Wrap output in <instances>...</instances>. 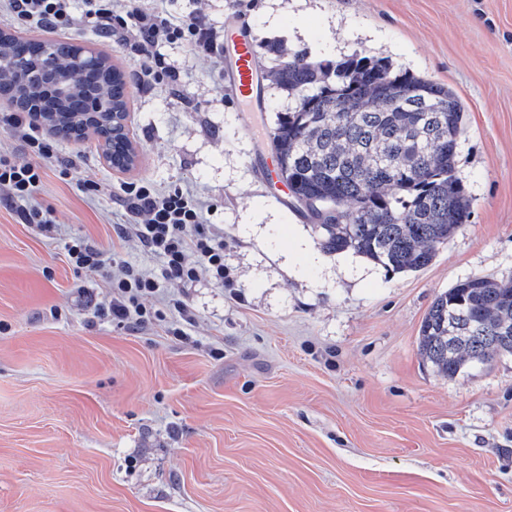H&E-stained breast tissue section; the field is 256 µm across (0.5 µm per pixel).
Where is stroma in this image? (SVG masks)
Listing matches in <instances>:
<instances>
[{"label": "stroma", "mask_w": 512, "mask_h": 512, "mask_svg": "<svg viewBox=\"0 0 512 512\" xmlns=\"http://www.w3.org/2000/svg\"><path fill=\"white\" fill-rule=\"evenodd\" d=\"M223 29L235 17L316 59L386 58L448 86L466 112L458 175L467 224L426 268L393 273L322 250L265 186L286 94L245 123L212 59L167 47L180 95L127 84L138 167L55 138L33 201L55 238L0 206V512H512V355L448 378L418 331L435 296L512 279V0H162ZM187 188L224 230L230 284H169L165 322L133 331L97 312L106 274L64 244H109L124 183ZM107 185L95 198L84 181ZM183 299L192 343L166 332ZM224 352L214 358V349Z\"/></svg>", "instance_id": "1"}]
</instances>
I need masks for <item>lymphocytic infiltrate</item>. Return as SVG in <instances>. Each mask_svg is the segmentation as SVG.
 <instances>
[{"label": "lymphocytic infiltrate", "instance_id": "obj_1", "mask_svg": "<svg viewBox=\"0 0 512 512\" xmlns=\"http://www.w3.org/2000/svg\"><path fill=\"white\" fill-rule=\"evenodd\" d=\"M0 0V24H21L38 30L67 33L90 28L114 39L131 55L151 52L152 61L138 74L142 87L179 90L178 67L167 61L162 47L181 44L190 51L219 57L216 31L203 22L177 17L160 9L156 0H139L131 8L119 9L113 0ZM5 124L11 139L37 156V163L19 164L10 152L0 151V200L15 210L22 223L36 227L45 236L57 232L50 210L33 205L32 198L43 179L41 160L53 158L54 145L34 123L29 113L9 112ZM128 220L113 225L119 242H136L142 251L158 259L160 275H153L119 256L108 255L98 242L76 237L65 245L68 266L85 277L110 268L111 298L105 315L128 329H145L161 313L148 309L147 299L162 295L165 284H188L206 277L223 282L224 233L208 223L209 207L201 197L180 187L158 189L151 181L124 183L118 198Z\"/></svg>", "mask_w": 512, "mask_h": 512}]
</instances>
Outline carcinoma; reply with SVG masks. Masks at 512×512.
Returning a JSON list of instances; mask_svg holds the SVG:
<instances>
[{
    "label": "carcinoma",
    "instance_id": "cac0c4a2",
    "mask_svg": "<svg viewBox=\"0 0 512 512\" xmlns=\"http://www.w3.org/2000/svg\"><path fill=\"white\" fill-rule=\"evenodd\" d=\"M266 50L268 84L290 100L288 111L276 114L271 148L290 205L307 212L322 249L394 273L427 267L473 205L456 171L465 121L457 96L383 59L315 60L282 40ZM81 84L66 103L50 88L33 98L8 77L0 96L35 120L76 111L97 90L127 110L125 82L95 73ZM505 322L512 327V280H462L431 303L419 328L420 354L452 378L493 359Z\"/></svg>",
    "mask_w": 512,
    "mask_h": 512
}]
</instances>
